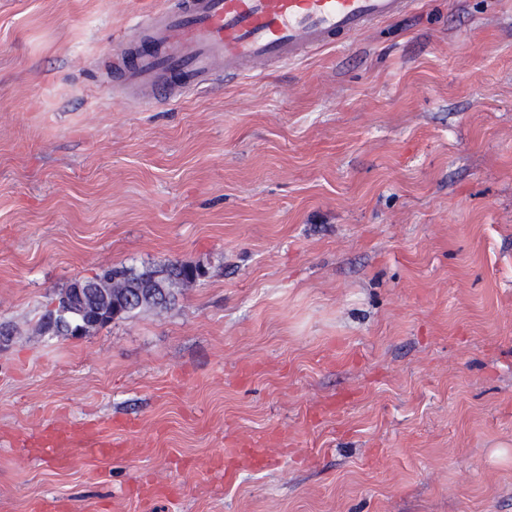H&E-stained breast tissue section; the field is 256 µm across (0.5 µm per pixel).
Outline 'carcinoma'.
<instances>
[{
	"mask_svg": "<svg viewBox=\"0 0 512 512\" xmlns=\"http://www.w3.org/2000/svg\"><path fill=\"white\" fill-rule=\"evenodd\" d=\"M200 267L165 262L155 267L109 268L74 280L56 294L38 320L43 335H66L83 326L88 312L109 309L112 319H128L144 311H164L176 304L178 293L194 283Z\"/></svg>",
	"mask_w": 512,
	"mask_h": 512,
	"instance_id": "1",
	"label": "carcinoma"
}]
</instances>
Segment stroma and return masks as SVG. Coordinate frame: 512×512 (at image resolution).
Listing matches in <instances>:
<instances>
[{
  "mask_svg": "<svg viewBox=\"0 0 512 512\" xmlns=\"http://www.w3.org/2000/svg\"><path fill=\"white\" fill-rule=\"evenodd\" d=\"M158 2L0 0V512H512V0L114 101ZM168 260L205 268L168 312L37 332ZM79 434L73 429H63L50 432L46 435V443L58 448L57 456L60 460H66L69 455L70 446L77 441ZM257 460L242 448H226L224 451V480L232 481L241 466L255 464Z\"/></svg>",
  "mask_w": 512,
  "mask_h": 512,
  "instance_id": "obj_1",
  "label": "stroma"
}]
</instances>
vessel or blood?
I'll use <instances>...</instances> for the list:
<instances>
[{
    "label": "vessel or blood",
    "mask_w": 512,
    "mask_h": 512,
    "mask_svg": "<svg viewBox=\"0 0 512 512\" xmlns=\"http://www.w3.org/2000/svg\"><path fill=\"white\" fill-rule=\"evenodd\" d=\"M416 0H162L118 42L122 65L103 82L132 102H176L220 81L293 62L405 13ZM72 429L48 433L67 459ZM240 448L224 451V479L254 464Z\"/></svg>",
    "instance_id": "b4317fda"
}]
</instances>
